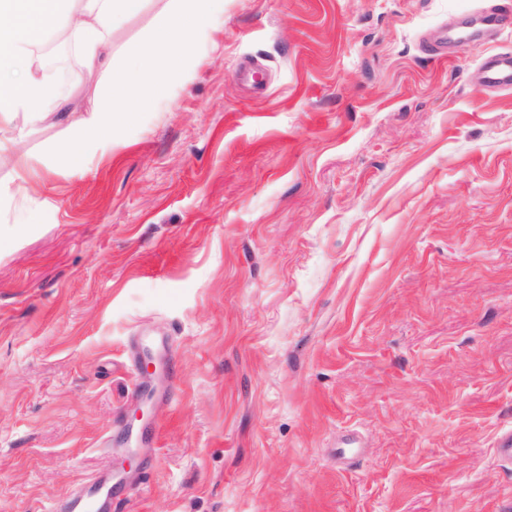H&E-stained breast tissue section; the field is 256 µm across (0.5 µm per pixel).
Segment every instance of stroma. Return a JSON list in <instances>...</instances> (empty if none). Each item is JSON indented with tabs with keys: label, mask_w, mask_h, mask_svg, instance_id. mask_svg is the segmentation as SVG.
<instances>
[{
	"label": "stroma",
	"mask_w": 512,
	"mask_h": 512,
	"mask_svg": "<svg viewBox=\"0 0 512 512\" xmlns=\"http://www.w3.org/2000/svg\"><path fill=\"white\" fill-rule=\"evenodd\" d=\"M470 6L512 0H224L121 145L0 201V512L126 466L113 512H512V24L428 48ZM165 341L178 391L131 399ZM480 71L485 85L496 89L512 88V55L495 54L484 57Z\"/></svg>",
	"instance_id": "obj_1"
}]
</instances>
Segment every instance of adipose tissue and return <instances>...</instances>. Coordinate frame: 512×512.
Masks as SVG:
<instances>
[{"mask_svg": "<svg viewBox=\"0 0 512 512\" xmlns=\"http://www.w3.org/2000/svg\"><path fill=\"white\" fill-rule=\"evenodd\" d=\"M63 0H0V153L10 149L18 123L33 127L56 117L63 96L35 76L31 55L61 18ZM147 0H81L68 21L75 47L92 65L112 72L97 107L71 117L69 136L52 150V164L81 170L91 155L112 151L140 113L165 102L192 62L191 46L206 42L224 13V0H169L143 41L126 49V63L112 64L111 32L139 16Z\"/></svg>", "mask_w": 512, "mask_h": 512, "instance_id": "1", "label": "adipose tissue"}]
</instances>
